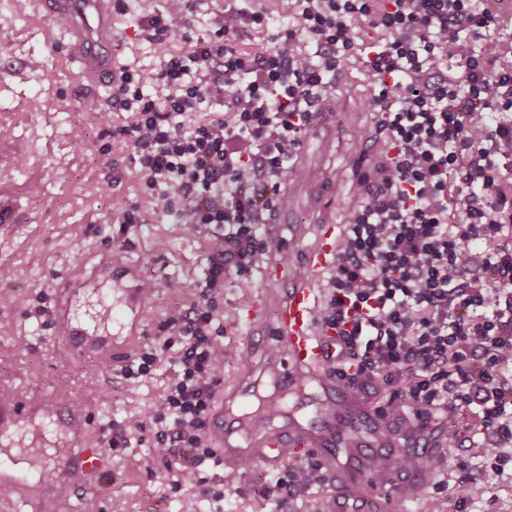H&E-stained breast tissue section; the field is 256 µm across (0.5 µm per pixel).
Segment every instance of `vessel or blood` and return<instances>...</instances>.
Returning <instances> with one entry per match:
<instances>
[{"mask_svg":"<svg viewBox=\"0 0 512 512\" xmlns=\"http://www.w3.org/2000/svg\"><path fill=\"white\" fill-rule=\"evenodd\" d=\"M52 27L50 43H64L77 74L89 87L109 86L120 78L124 43L115 24L112 0H36ZM313 134L331 136L336 131V108L331 99L317 102L311 112ZM312 209L318 215L315 228L295 223L292 201L278 205L266 221L268 237H279L283 225H291L304 239L300 253L302 269L294 271L277 255H268L260 266V289L242 311L248 326L249 351H264L257 372H245L230 393L218 401L207 419V433L225 449L245 442L246 455L256 457L267 469H279L286 449L315 452L330 464L336 485L330 512H368L375 494L352 497L347 489L352 460L379 458L392 461L396 454L378 437L379 421L364 407L359 393L339 385L327 370V344L316 327L315 316L322 298L321 283L332 268L342 239V226L330 215L329 200L319 180L306 181ZM121 266L109 254L93 265H76L58 286L62 302L56 310L58 336L76 357H107L118 341L137 336L147 309V299L138 286L122 287ZM100 279L118 282L113 308L119 313L121 337L95 332L76 312L90 285ZM311 387L314 412L305 418L288 406L289 395ZM64 437L63 454L50 453L43 425ZM33 432L25 456L40 463L42 472L57 474L66 484V495H76L107 468V457L90 438L85 414L74 406L48 400L39 406L0 403V437L8 433ZM410 448L424 459L439 455L441 435L415 436ZM0 491L6 498L24 499L31 512H40V497L28 494L24 483L0 475Z\"/></svg>","mask_w":512,"mask_h":512,"instance_id":"1","label":"vessel or blood"}]
</instances>
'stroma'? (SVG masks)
<instances>
[{
	"instance_id": "stroma-1",
	"label": "stroma",
	"mask_w": 512,
	"mask_h": 512,
	"mask_svg": "<svg viewBox=\"0 0 512 512\" xmlns=\"http://www.w3.org/2000/svg\"><path fill=\"white\" fill-rule=\"evenodd\" d=\"M129 13L118 16L128 46L126 62L142 68L159 65L171 42L145 39L134 20L162 8L161 0H129ZM48 22L34 0H0V67L14 76L0 80V266L11 274L0 283V395L21 403L70 400L89 419L95 439H103L114 423L144 410L158 395L164 375L126 381L104 371L96 359L74 358L55 339L54 330L38 326L28 315L35 292L58 299V284L74 263H92L103 252L111 225L104 218L112 202L136 207L140 222L131 233L126 277L160 281L143 321L141 342L159 334L169 307L194 299L192 284L205 263L208 244L201 238L172 237L168 224L155 213L140 177L112 131L123 123L122 112L109 109L105 90L87 96L76 81L63 47L47 49ZM340 113V129L328 146L308 139L301 155L321 169L334 212L351 204L349 187L358 155L356 131L371 121L363 108L367 92L358 67H350L331 92ZM82 139H75L73 129ZM109 155H100L101 144ZM125 161L119 183H111L112 160ZM97 183L101 193H88ZM243 329L224 327V367L220 377L231 384L245 365H259L260 354L244 356ZM129 448L108 449L112 479L90 483L67 512H314L330 498L329 480L313 484L295 498L281 489L264 492L267 472L253 458H228L225 466L240 474L237 493L222 506L203 501L190 485L171 490L162 458L150 431L133 434Z\"/></svg>"
}]
</instances>
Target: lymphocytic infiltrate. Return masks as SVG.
Segmentation results:
<instances>
[{
  "label": "lymphocytic infiltrate",
  "mask_w": 512,
  "mask_h": 512,
  "mask_svg": "<svg viewBox=\"0 0 512 512\" xmlns=\"http://www.w3.org/2000/svg\"><path fill=\"white\" fill-rule=\"evenodd\" d=\"M284 21L260 48H242L252 0H229L211 36L194 33L202 0H163L136 25L154 42L183 41L155 68L124 67L112 103L127 119L115 135L172 234L212 251L190 307H171L156 341L134 347L114 373L165 384L140 418L108 444L152 427L169 448L173 487L207 501L236 492L212 448L208 414L221 385L224 279L254 285L266 251L259 226L310 138V109L359 66L371 123L360 145L383 157L356 167L354 201L324 283L316 323L330 333L337 382L383 390L375 409H406L405 434L466 413L465 454L448 471L401 454L433 493L469 506L489 462L512 459V64L480 0H278ZM374 30L362 37L359 26ZM464 208V222L454 212Z\"/></svg>",
  "instance_id": "lymphocytic-infiltrate-1"
}]
</instances>
